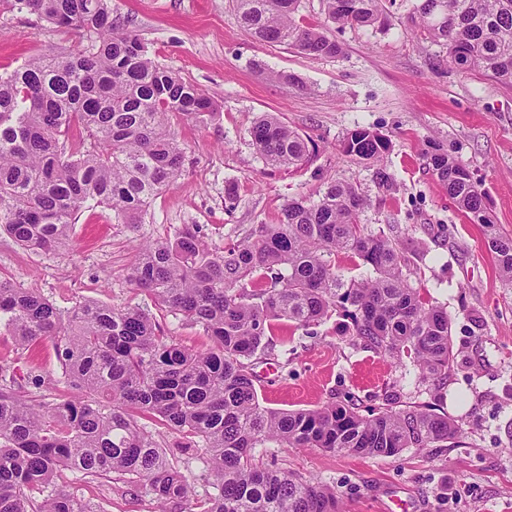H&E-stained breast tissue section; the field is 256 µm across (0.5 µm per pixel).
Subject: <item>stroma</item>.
I'll return each instance as SVG.
<instances>
[{"instance_id":"stroma-1","label":"stroma","mask_w":512,"mask_h":512,"mask_svg":"<svg viewBox=\"0 0 512 512\" xmlns=\"http://www.w3.org/2000/svg\"><path fill=\"white\" fill-rule=\"evenodd\" d=\"M414 3L381 0L391 29L343 28L335 33L342 55L317 58L253 39L230 0H112L114 16L144 39L161 66L203 90L217 117L204 127L172 118L185 165L176 184L151 200L143 223H117L103 206L82 209L69 245L54 253L22 249L2 234L0 279L62 309L84 300L139 307L165 335L205 349L210 341L201 326L133 289L126 271L136 240H171L182 225L195 224L220 248L255 225L278 223L289 199H318L331 181L355 183L370 200L362 224L404 241L409 284L447 311L450 368L422 382L410 358L395 361L365 347L344 335L334 316L288 329L287 343L252 358L259 399L288 410L350 400L365 415L393 395L397 408L424 406L448 416L462 444L365 457L269 442L255 449L253 463L331 487L341 512H390L395 498L406 512H512V288L503 285L483 245L482 226L453 206L423 157L427 139L447 146L480 182L497 226L512 235V85L448 64L443 46L414 37ZM90 43L82 29L56 31L36 15L0 12V75L47 46ZM273 70L294 76L295 84L272 80ZM267 113L314 140L306 166L291 173L266 164L251 130ZM358 125L390 140L384 164L396 190L381 192L372 166L341 156L344 135ZM231 188L237 194L232 207ZM33 372L51 376V398L72 396L51 343L33 358L0 329V385L36 395ZM164 446L194 497H207L202 451L186 448L176 433L165 434ZM50 490L89 502L97 512H156L142 487L110 475L91 479L63 469Z\"/></svg>"}]
</instances>
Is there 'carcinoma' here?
<instances>
[{
  "mask_svg": "<svg viewBox=\"0 0 512 512\" xmlns=\"http://www.w3.org/2000/svg\"><path fill=\"white\" fill-rule=\"evenodd\" d=\"M37 15L51 28H81L85 49L50 46L0 76V231L30 250L57 251L78 213L105 205L120 224H140L151 199L171 188L185 148L170 118L197 125L217 109L194 85L155 62L146 42L119 28L112 0H0ZM325 21L296 20L301 0H232L254 39L301 53L335 57L332 29L387 24L380 0H322ZM418 32L448 50V62L512 83V0H417ZM252 140L265 161L299 169L310 140L272 115L260 117ZM391 143L365 127L349 130L340 151L375 167V181L395 189L383 166ZM429 170L448 198L484 228L503 281L512 285V236L498 230L473 173L430 140ZM369 205L351 182H330L316 201H288L277 224L217 251L186 224L176 242L138 248L127 278L161 307L199 325L210 348L194 351L165 336L138 307L84 301L64 310L0 280V327L18 346L53 344L74 389L56 402L0 390V512H96L66 494L38 501L57 471L116 473L139 483L159 512H339L336 493L277 469L251 463L253 448H285L397 456L407 448L455 442L460 430L423 409L365 416L354 404L273 410L261 405L248 360L271 348L280 322L306 328L337 314L357 341L400 361L413 359L421 381L448 372V313L408 284L406 248L361 224ZM351 254L372 269L346 280L331 257ZM153 417L170 433L202 442L214 492L191 499L188 478L156 435L140 424Z\"/></svg>",
  "mask_w": 512,
  "mask_h": 512,
  "instance_id": "obj_1",
  "label": "carcinoma"
}]
</instances>
